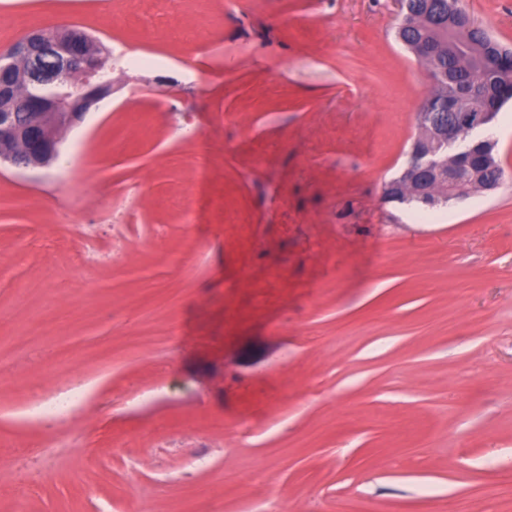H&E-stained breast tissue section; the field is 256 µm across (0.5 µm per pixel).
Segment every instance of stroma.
I'll return each instance as SVG.
<instances>
[{"instance_id": "1", "label": "stroma", "mask_w": 512, "mask_h": 512, "mask_svg": "<svg viewBox=\"0 0 512 512\" xmlns=\"http://www.w3.org/2000/svg\"><path fill=\"white\" fill-rule=\"evenodd\" d=\"M458 5L512 47V0ZM398 21L0 0V51L72 24L112 52L51 166H0V351L49 295L77 312L0 364V512L25 481L28 512H452L512 468V102L495 192L424 219L388 200L432 91ZM72 387L66 423L25 419Z\"/></svg>"}]
</instances>
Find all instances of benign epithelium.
Masks as SVG:
<instances>
[{"instance_id": "1", "label": "benign epithelium", "mask_w": 512, "mask_h": 512, "mask_svg": "<svg viewBox=\"0 0 512 512\" xmlns=\"http://www.w3.org/2000/svg\"><path fill=\"white\" fill-rule=\"evenodd\" d=\"M92 37L76 26H63L54 33L35 30L0 55V77L12 75L9 84L0 83V98L9 106L0 107V163L17 169L43 167L58 153L59 139L53 128L73 126L95 103L112 93V53L101 45L89 51ZM46 52L57 58L60 69L52 75L32 71L38 54ZM22 59L27 67L14 70L13 60ZM18 112L33 113L28 126L16 122ZM434 113H417V126L432 129L436 144L430 145V135L414 138L406 165L400 177L391 180L385 188L388 195L409 191L424 198L428 184L435 180L442 185L441 192L451 200L468 197L463 180L471 174L483 178L484 192L496 189L502 175L478 151L485 144H494L489 138H476L461 145L458 128L475 134L486 129L493 116L488 112L459 111L448 106V123L433 121Z\"/></svg>"}]
</instances>
